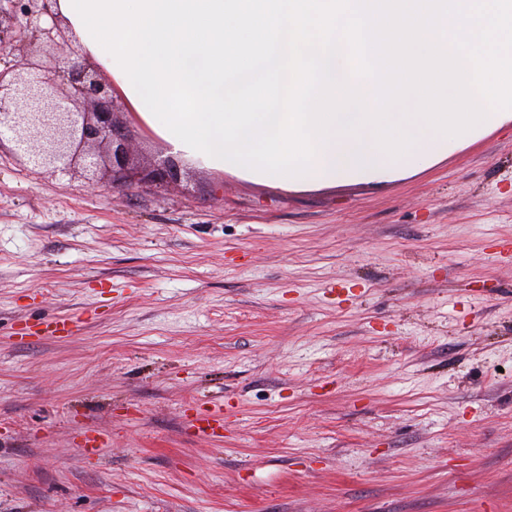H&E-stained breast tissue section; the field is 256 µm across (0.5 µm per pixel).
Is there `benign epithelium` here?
Wrapping results in <instances>:
<instances>
[{
  "label": "benign epithelium",
  "mask_w": 512,
  "mask_h": 512,
  "mask_svg": "<svg viewBox=\"0 0 512 512\" xmlns=\"http://www.w3.org/2000/svg\"><path fill=\"white\" fill-rule=\"evenodd\" d=\"M56 5L57 0H26V14L52 19L29 35L8 38L0 29L1 48L42 50L49 59L46 65L32 63L9 75L0 72V134H8L14 150L35 168L88 172L108 165L112 173H120L130 158L112 82L84 62L82 46H72ZM181 175L179 163L167 159L147 177L151 183H174Z\"/></svg>",
  "instance_id": "7a95c632"
}]
</instances>
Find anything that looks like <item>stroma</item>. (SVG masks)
Here are the masks:
<instances>
[{
    "label": "stroma",
    "mask_w": 512,
    "mask_h": 512,
    "mask_svg": "<svg viewBox=\"0 0 512 512\" xmlns=\"http://www.w3.org/2000/svg\"><path fill=\"white\" fill-rule=\"evenodd\" d=\"M126 127L116 181L0 140V512H512V122L288 192ZM182 169L178 162L173 159L164 160L152 169L148 174V181L153 183H174L180 180Z\"/></svg>",
    "instance_id": "35a3bbf8"
}]
</instances>
